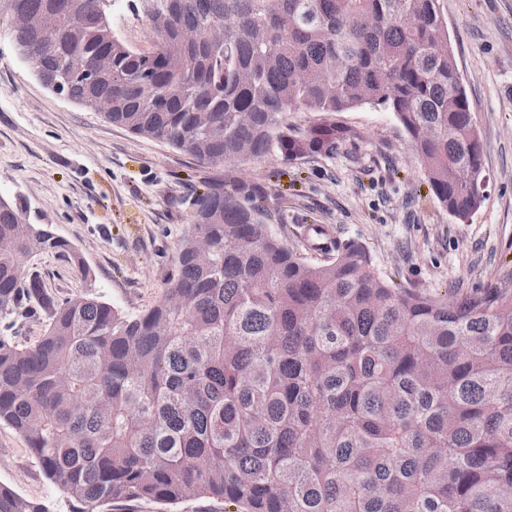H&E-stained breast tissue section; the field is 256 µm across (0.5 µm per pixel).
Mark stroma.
<instances>
[{
    "mask_svg": "<svg viewBox=\"0 0 512 512\" xmlns=\"http://www.w3.org/2000/svg\"><path fill=\"white\" fill-rule=\"evenodd\" d=\"M480 134L488 178L469 222L455 221L425 183L394 115L362 106L335 115L353 134L334 154L286 162L272 154L224 168L260 196L273 233L289 242L324 226L366 245L379 272L406 288L445 294L512 289V0H439ZM113 33L142 51L153 35L141 0H116ZM211 169L166 143L113 125L45 88L0 38V197H25L35 223L81 254L84 279L64 257L30 268L58 300L93 293L127 314L151 306L174 270L194 200ZM0 483L50 512H73L24 437L0 423Z\"/></svg>",
    "mask_w": 512,
    "mask_h": 512,
    "instance_id": "obj_1",
    "label": "stroma"
}]
</instances>
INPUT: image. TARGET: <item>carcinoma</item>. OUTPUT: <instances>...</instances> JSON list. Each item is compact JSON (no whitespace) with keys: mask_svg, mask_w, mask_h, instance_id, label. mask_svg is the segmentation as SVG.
<instances>
[{"mask_svg":"<svg viewBox=\"0 0 512 512\" xmlns=\"http://www.w3.org/2000/svg\"><path fill=\"white\" fill-rule=\"evenodd\" d=\"M62 18L13 37L46 80L129 132L220 170L276 152L328 155L331 115L394 114L432 195L460 223L483 148L438 0H168L149 54L110 35L97 0H0ZM224 25V42L189 30ZM112 54V70L83 69ZM290 112L324 114L292 129ZM211 261L195 260L198 238ZM310 263L240 185L196 200L176 273L141 314L58 301L25 261L81 255L20 199L0 198V321L32 305L45 329L0 333V422L75 512H512V292L448 297L388 281L361 242ZM0 512H49L0 484Z\"/></svg>","mask_w":512,"mask_h":512,"instance_id":"1","label":"carcinoma"}]
</instances>
